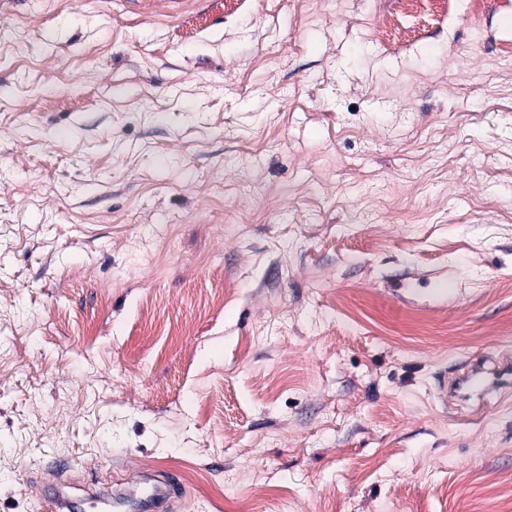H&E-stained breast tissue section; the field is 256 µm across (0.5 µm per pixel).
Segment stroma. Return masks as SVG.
I'll return each instance as SVG.
<instances>
[{
  "label": "stroma",
  "instance_id": "1",
  "mask_svg": "<svg viewBox=\"0 0 512 512\" xmlns=\"http://www.w3.org/2000/svg\"><path fill=\"white\" fill-rule=\"evenodd\" d=\"M512 0H0V512H503ZM482 373L481 366L476 365L469 373L455 378L450 389L453 392L483 390L486 382ZM141 479L128 483L119 488H104L112 490V507L124 512L144 511L148 505L155 507V512H171L176 510V498L179 490V477L176 471L167 470L157 474L142 475ZM146 486V496H143V485Z\"/></svg>",
  "mask_w": 512,
  "mask_h": 512
}]
</instances>
